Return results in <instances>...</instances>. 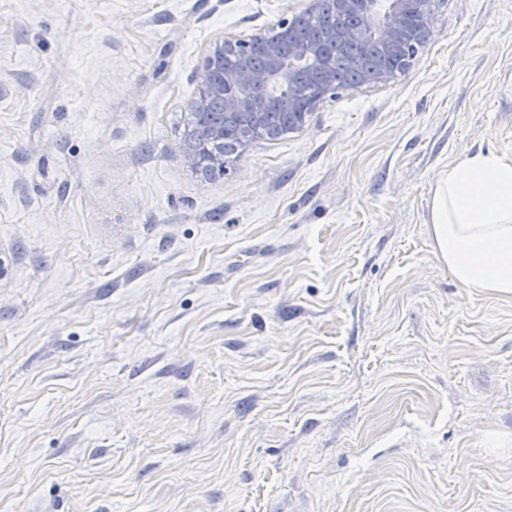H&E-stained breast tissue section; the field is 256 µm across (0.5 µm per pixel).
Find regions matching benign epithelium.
Masks as SVG:
<instances>
[{
  "instance_id": "benign-epithelium-1",
  "label": "benign epithelium",
  "mask_w": 512,
  "mask_h": 512,
  "mask_svg": "<svg viewBox=\"0 0 512 512\" xmlns=\"http://www.w3.org/2000/svg\"><path fill=\"white\" fill-rule=\"evenodd\" d=\"M425 0H312V9L327 7L354 17L349 27L333 29L319 44L297 37L298 16L283 18L273 28L274 35L250 40L224 38L206 56L200 74L197 118L210 128V140L189 145L186 155L197 169L207 171L224 163L223 154L213 145L224 140L229 128L253 121L265 112H277L285 120H305L343 86L336 82L335 49L338 46L375 41L388 57H407L426 45L429 26L413 29L412 16ZM301 61L302 76L309 83L306 100L294 94L277 93L278 87H292L288 64Z\"/></svg>"
}]
</instances>
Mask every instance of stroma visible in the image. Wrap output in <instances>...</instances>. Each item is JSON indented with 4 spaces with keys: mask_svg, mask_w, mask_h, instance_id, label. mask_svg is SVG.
Wrapping results in <instances>:
<instances>
[{
    "mask_svg": "<svg viewBox=\"0 0 512 512\" xmlns=\"http://www.w3.org/2000/svg\"><path fill=\"white\" fill-rule=\"evenodd\" d=\"M310 0H0V512H512V298L431 201L512 153V0L223 176L209 49Z\"/></svg>",
    "mask_w": 512,
    "mask_h": 512,
    "instance_id": "obj_1",
    "label": "stroma"
}]
</instances>
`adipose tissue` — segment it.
Instances as JSON below:
<instances>
[{
	"mask_svg": "<svg viewBox=\"0 0 512 512\" xmlns=\"http://www.w3.org/2000/svg\"><path fill=\"white\" fill-rule=\"evenodd\" d=\"M433 246L462 287L512 297V153L449 165L431 202Z\"/></svg>",
	"mask_w": 512,
	"mask_h": 512,
	"instance_id": "ef3b65f1",
	"label": "adipose tissue"
}]
</instances>
